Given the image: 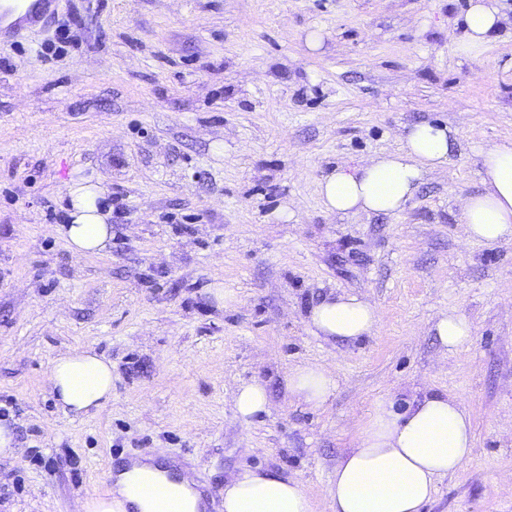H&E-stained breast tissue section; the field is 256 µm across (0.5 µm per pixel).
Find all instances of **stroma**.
Masks as SVG:
<instances>
[{
  "mask_svg": "<svg viewBox=\"0 0 512 512\" xmlns=\"http://www.w3.org/2000/svg\"><path fill=\"white\" fill-rule=\"evenodd\" d=\"M468 7L62 0L0 43V418L23 450L0 460V512H78L112 469L159 450L213 500L260 467L331 512L360 423L424 387L457 396L474 426L470 459L424 512H512V242L465 241L459 207L481 188V149L512 140V29L462 53ZM65 24L73 43L45 62ZM425 121L458 147L401 212L326 211L329 168L396 150ZM79 174L117 198L110 247L83 257L53 230ZM342 292L378 307L373 335L311 334L308 309ZM451 311L472 328L454 351L433 331ZM76 346L112 362L111 403L82 420L47 385ZM306 363L337 380L318 408L286 389ZM252 380L272 405L245 432L233 392Z\"/></svg>",
  "mask_w": 512,
  "mask_h": 512,
  "instance_id": "stroma-1",
  "label": "stroma"
}]
</instances>
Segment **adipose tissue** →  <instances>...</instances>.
<instances>
[{
	"mask_svg": "<svg viewBox=\"0 0 512 512\" xmlns=\"http://www.w3.org/2000/svg\"><path fill=\"white\" fill-rule=\"evenodd\" d=\"M504 17L496 0H471L465 15L463 48L474 52L495 37ZM404 145L351 166L339 165L319 180L329 212L395 214L417 192L426 172L447 164L455 140L443 124L408 129ZM480 192L461 201L463 233L494 248L512 241V141L481 153ZM110 192L101 182L81 178L68 188L65 221L55 232L78 256L98 253L112 240ZM378 308L355 294H331L309 310L310 332L332 340H357L379 326ZM48 382L65 415H94L112 400V363L92 348L77 347L55 358ZM337 382L326 368H292L287 390L297 402L319 407L334 395ZM270 396L259 381L244 382L234 393L241 426L269 413ZM473 448L472 420L457 397L423 390L404 411L378 405L358 429L356 442L337 462L331 480L333 512H421L440 477L459 470ZM207 502L194 477L170 474L148 457L130 462L112 483L84 499L82 512H205ZM224 512H313L301 483L268 469L239 473L224 489Z\"/></svg>",
	"mask_w": 512,
	"mask_h": 512,
	"instance_id": "obj_1",
	"label": "adipose tissue"
}]
</instances>
